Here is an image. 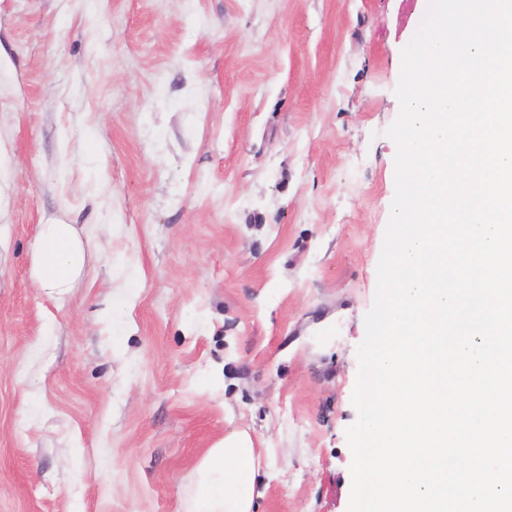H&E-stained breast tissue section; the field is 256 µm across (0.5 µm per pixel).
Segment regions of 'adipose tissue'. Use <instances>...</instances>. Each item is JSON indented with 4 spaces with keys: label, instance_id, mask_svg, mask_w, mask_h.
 Listing matches in <instances>:
<instances>
[{
    "label": "adipose tissue",
    "instance_id": "1",
    "mask_svg": "<svg viewBox=\"0 0 512 512\" xmlns=\"http://www.w3.org/2000/svg\"><path fill=\"white\" fill-rule=\"evenodd\" d=\"M33 261L39 288L66 293L83 271L84 241L74 225H41ZM259 466L260 455L248 436L225 438L207 451L198 466L191 512H253L255 500L265 493L257 480Z\"/></svg>",
    "mask_w": 512,
    "mask_h": 512
}]
</instances>
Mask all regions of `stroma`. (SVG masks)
Here are the masks:
<instances>
[{
	"label": "stroma",
	"instance_id": "obj_1",
	"mask_svg": "<svg viewBox=\"0 0 512 512\" xmlns=\"http://www.w3.org/2000/svg\"><path fill=\"white\" fill-rule=\"evenodd\" d=\"M424 0H0V512H347L346 431ZM85 267L51 296L39 228ZM39 288L64 294L73 287L85 265V244L73 224L40 226L33 251ZM260 454L246 435L224 438L198 466L197 489L189 512H253L265 487L257 481Z\"/></svg>",
	"mask_w": 512,
	"mask_h": 512
}]
</instances>
